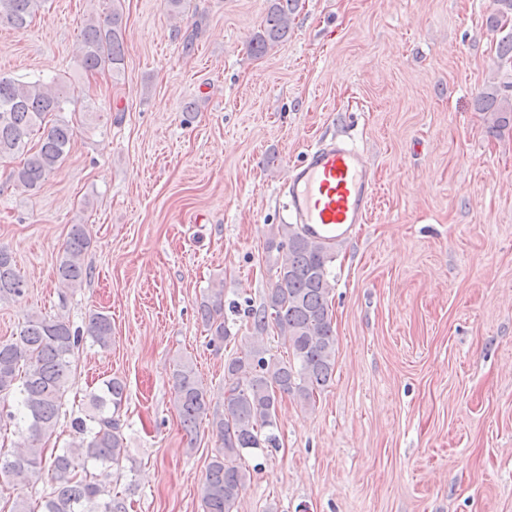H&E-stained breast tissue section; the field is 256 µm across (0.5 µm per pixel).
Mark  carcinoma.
I'll use <instances>...</instances> for the list:
<instances>
[{"mask_svg":"<svg viewBox=\"0 0 512 512\" xmlns=\"http://www.w3.org/2000/svg\"><path fill=\"white\" fill-rule=\"evenodd\" d=\"M295 4L296 0H275L263 30L249 42L253 54L260 55L286 38ZM492 4L487 28L493 34L505 32L497 43V59L512 63V29H507L512 0H492ZM40 7L41 0H0V21L25 29ZM80 42L85 71L121 72L124 31L117 8L104 21L85 24ZM509 91L512 79L506 73L500 85L477 100L478 110L491 113L497 128L512 126ZM69 104L70 96L57 83L39 77L28 81L0 77V158L22 157L14 172L16 186L36 188L64 161L73 129L60 114ZM89 244L85 225H72L57 266L65 288L80 287L90 274L82 259ZM273 248L286 249L285 257L276 261L275 284L261 304H246L244 314L257 334L276 331L288 349V359L255 342L243 355L225 362L224 415L210 421L222 447L211 457L201 486L204 512H238L242 491L251 480L245 455L279 447L275 433L279 396L292 395L302 406H311L318 391L335 376L336 334L329 305L332 246L312 238L298 224H280L268 241V249ZM25 292L26 282L11 252L0 247V302L18 300ZM223 296V290L215 291L198 310L213 342L231 340L224 325ZM85 335L101 347L108 346L111 318L95 314L83 334L60 318L32 315L14 340L0 342V397L12 395L17 404L14 411L0 410V425L23 426L30 437L28 447L12 454L0 452V483H24L40 475L44 439L52 435L60 417L70 389L71 359ZM174 390L181 423L191 434L208 418L211 401L187 363L175 371ZM124 400L123 381L105 379L100 392L89 396L86 408L72 418L73 441L50 455L53 485L40 503L41 512H128L125 499L112 493L108 482L125 453L120 423ZM90 464L99 473L91 472Z\"/></svg>","mask_w":512,"mask_h":512,"instance_id":"cac0c4a2","label":"carcinoma"}]
</instances>
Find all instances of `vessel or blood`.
Here are the masks:
<instances>
[{
	"label": "vessel or blood",
	"mask_w": 512,
	"mask_h": 512,
	"mask_svg": "<svg viewBox=\"0 0 512 512\" xmlns=\"http://www.w3.org/2000/svg\"><path fill=\"white\" fill-rule=\"evenodd\" d=\"M375 185L366 155L334 140L310 150L296 165L288 182L290 208L311 237L332 243L368 222Z\"/></svg>",
	"instance_id": "b4317fda"
}]
</instances>
